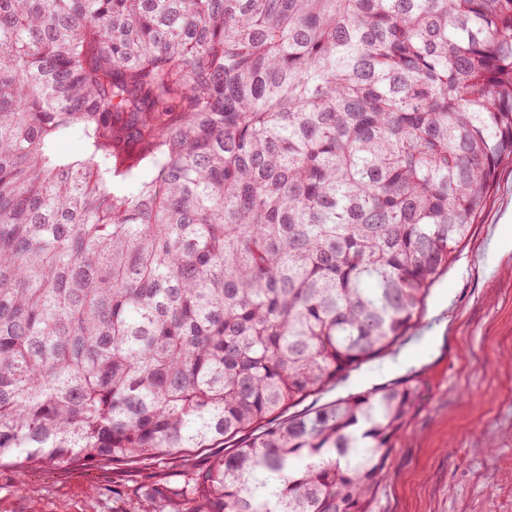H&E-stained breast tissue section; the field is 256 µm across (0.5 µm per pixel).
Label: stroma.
Wrapping results in <instances>:
<instances>
[{"label":"stroma","mask_w":512,"mask_h":512,"mask_svg":"<svg viewBox=\"0 0 512 512\" xmlns=\"http://www.w3.org/2000/svg\"><path fill=\"white\" fill-rule=\"evenodd\" d=\"M512 165L447 272L430 289L418 323L387 353L303 403L308 410L404 378L414 405L372 488L369 512H512ZM223 448L154 464H74L30 470L0 464V512H122L144 481L177 482ZM26 479L32 495L18 491Z\"/></svg>","instance_id":"35a3bbf8"}]
</instances>
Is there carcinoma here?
Wrapping results in <instances>:
<instances>
[{"mask_svg":"<svg viewBox=\"0 0 512 512\" xmlns=\"http://www.w3.org/2000/svg\"><path fill=\"white\" fill-rule=\"evenodd\" d=\"M509 163L512 0H0V462L246 435L124 512H367L416 384L284 413L415 325Z\"/></svg>","mask_w":512,"mask_h":512,"instance_id":"1","label":"carcinoma"}]
</instances>
